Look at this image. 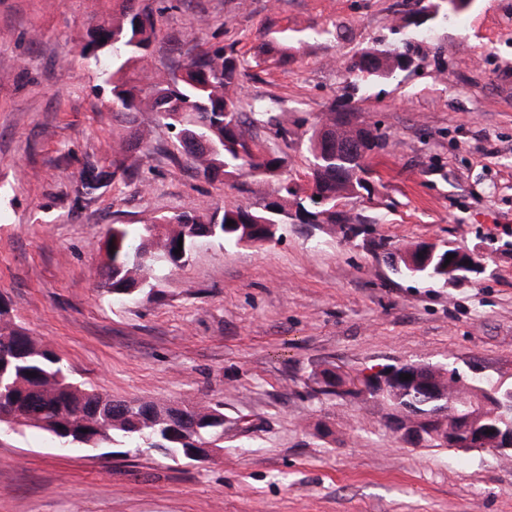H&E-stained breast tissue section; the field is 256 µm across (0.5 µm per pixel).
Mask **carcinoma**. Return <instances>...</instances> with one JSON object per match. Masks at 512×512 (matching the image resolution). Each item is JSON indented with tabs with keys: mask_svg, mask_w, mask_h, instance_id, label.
Masks as SVG:
<instances>
[{
	"mask_svg": "<svg viewBox=\"0 0 512 512\" xmlns=\"http://www.w3.org/2000/svg\"><path fill=\"white\" fill-rule=\"evenodd\" d=\"M439 6L417 11L410 24L417 29L433 20ZM160 28L153 8L137 0H122L120 19L103 22L88 35L85 51L112 83L115 112H153L162 126L176 131L178 146L204 178L230 177L244 171L258 182L279 181V148L257 140L255 129L280 123L258 101L240 96L242 61L234 48L217 47L187 52L180 73L156 72L142 87L131 86L124 69L132 60H145ZM410 58L397 48L368 49L353 62L351 71L386 79L408 68ZM346 112H332L308 137L311 159L306 173L311 191L280 181L279 198L258 207H224L221 216L182 213L146 224H114L105 232L108 264L101 287L114 300L153 291L162 264L185 266L202 241L226 246L262 245L279 239L286 224H334L343 236L355 232L358 218L336 217V202L358 196L373 174L371 161L384 149L386 136L375 128L349 124ZM234 224L227 225V220ZM180 253H174L177 248ZM458 248L446 243L421 242L389 256L401 277L416 276L431 284H448L447 255ZM399 371L418 372L427 381L450 386L458 370L405 363ZM36 376H31V373ZM319 392L336 394L345 383L335 368L313 374ZM476 381L457 390L448 409V428L462 421L498 432L512 430V408H485ZM438 391L393 386L383 399L399 414L424 415L438 405ZM41 430L60 443L99 448L121 443L137 454L156 449L172 460L187 459L190 448L224 449V404L205 402L176 408L160 402L115 400L84 387L71 378L62 359L36 344L23 328L10 321L7 303L0 301V429H9L12 417Z\"/></svg>",
	"mask_w": 512,
	"mask_h": 512,
	"instance_id": "obj_1",
	"label": "carcinoma"
}]
</instances>
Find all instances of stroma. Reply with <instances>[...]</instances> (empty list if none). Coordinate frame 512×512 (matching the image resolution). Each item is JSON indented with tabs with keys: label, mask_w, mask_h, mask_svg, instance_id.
<instances>
[{
	"label": "stroma",
	"mask_w": 512,
	"mask_h": 512,
	"mask_svg": "<svg viewBox=\"0 0 512 512\" xmlns=\"http://www.w3.org/2000/svg\"><path fill=\"white\" fill-rule=\"evenodd\" d=\"M121 0H0V298L72 378L115 399L224 404L211 460L114 446L64 451L33 428L0 431V512H512V457L411 445L388 407L326 396L323 367L457 368L512 386V0L440 10L408 69L361 78L352 61L401 46L417 0H149L161 32L144 68L178 70V45L234 46L245 99H279L281 173L305 184L302 135L332 111L385 132L367 222L346 237L290 224L264 245L199 244L160 267L151 296L100 288L112 224L257 206L274 182H209L151 112L115 116L83 34ZM134 130L147 150L125 147ZM123 162L134 180L83 194L80 173ZM447 242L483 270L444 286L392 274L384 250Z\"/></svg>",
	"instance_id": "35a3bbf8"
}]
</instances>
